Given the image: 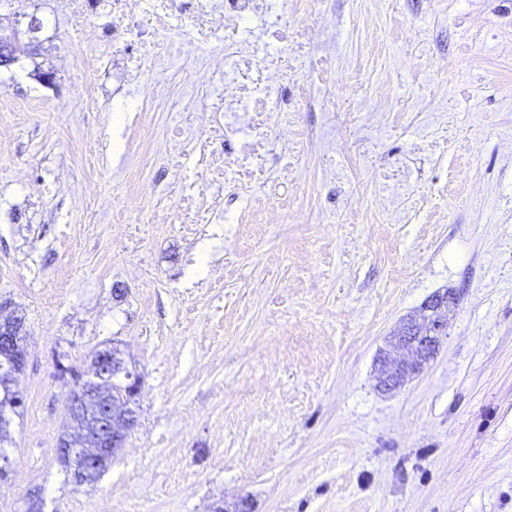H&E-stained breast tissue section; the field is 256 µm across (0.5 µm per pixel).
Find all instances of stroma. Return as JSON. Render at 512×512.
Here are the masks:
<instances>
[{"instance_id": "stroma-1", "label": "stroma", "mask_w": 512, "mask_h": 512, "mask_svg": "<svg viewBox=\"0 0 512 512\" xmlns=\"http://www.w3.org/2000/svg\"><path fill=\"white\" fill-rule=\"evenodd\" d=\"M327 6L336 67L287 115V221L220 239L154 223L130 181L183 177L164 163L167 104L145 163L113 117L149 69L119 84L104 44L81 46L95 104L71 111L69 21L49 0L14 15L39 20L42 48L0 71V302L28 351L0 512L33 495L42 512H512V0ZM323 135L334 151L308 149ZM124 208L142 221L120 241ZM444 289L437 356L380 389V349ZM116 341L142 375L137 421L79 484L55 453L57 367L89 374Z\"/></svg>"}]
</instances>
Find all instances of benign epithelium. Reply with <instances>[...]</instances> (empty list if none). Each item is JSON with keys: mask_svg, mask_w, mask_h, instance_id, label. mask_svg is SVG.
<instances>
[{"mask_svg": "<svg viewBox=\"0 0 512 512\" xmlns=\"http://www.w3.org/2000/svg\"><path fill=\"white\" fill-rule=\"evenodd\" d=\"M39 28L36 17H31L26 31L13 28L0 31V69L13 65L24 54H31L38 42L31 33ZM455 304L453 294L437 292L423 304L420 318L408 320L395 333L393 350L379 357V384L386 390H395L419 373L440 348L448 327V312ZM24 320L14 311L0 307V357L8 360L10 371L0 376V393L14 394L17 376L27 362L23 344ZM94 378L91 386L74 381L68 396L70 425L58 438L55 452L62 462L77 465L75 479L85 483L104 470L113 455L123 447L129 431L136 423L132 407L139 395L142 376L135 362L124 357V351L113 346L97 352L93 359ZM120 377L126 388L110 395L99 385L107 372Z\"/></svg>", "mask_w": 512, "mask_h": 512, "instance_id": "benign-epithelium-1", "label": "benign epithelium"}]
</instances>
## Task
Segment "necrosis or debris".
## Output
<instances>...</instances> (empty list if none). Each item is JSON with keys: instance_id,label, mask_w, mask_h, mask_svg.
<instances>
[{"instance_id": "necrosis-or-debris-1", "label": "necrosis or debris", "mask_w": 512, "mask_h": 512, "mask_svg": "<svg viewBox=\"0 0 512 512\" xmlns=\"http://www.w3.org/2000/svg\"><path fill=\"white\" fill-rule=\"evenodd\" d=\"M70 21L77 42H97L111 34L108 47L128 74L130 43L149 47L154 81L148 95L135 98V123L142 152H149L152 125L145 118L166 99L172 82L183 90V108L203 106L200 122L172 124V165L183 157L194 162V178L183 182L177 202L156 219L178 224L198 236L223 218L216 186L230 188L243 207L257 204L255 189H266L276 174H287L291 161L284 147L296 130L281 117L289 103L307 102L324 81L329 57L316 55L326 25L310 17V0H56ZM62 69L81 83L70 99L74 112L88 111L96 69L77 51L59 58ZM204 68L219 92L200 99L197 68Z\"/></svg>"}]
</instances>
